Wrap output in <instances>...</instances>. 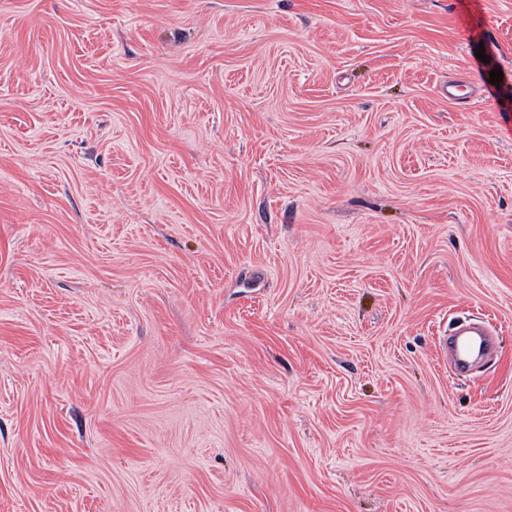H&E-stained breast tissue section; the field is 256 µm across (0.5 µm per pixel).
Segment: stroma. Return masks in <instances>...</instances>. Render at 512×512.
I'll return each mask as SVG.
<instances>
[{
	"label": "stroma",
	"mask_w": 512,
	"mask_h": 512,
	"mask_svg": "<svg viewBox=\"0 0 512 512\" xmlns=\"http://www.w3.org/2000/svg\"><path fill=\"white\" fill-rule=\"evenodd\" d=\"M0 512H512V0H0ZM466 336L462 345L457 340L451 343L456 353V366L461 373L468 370L474 358L487 354L492 347V341L484 331H469Z\"/></svg>",
	"instance_id": "35a3bbf8"
}]
</instances>
